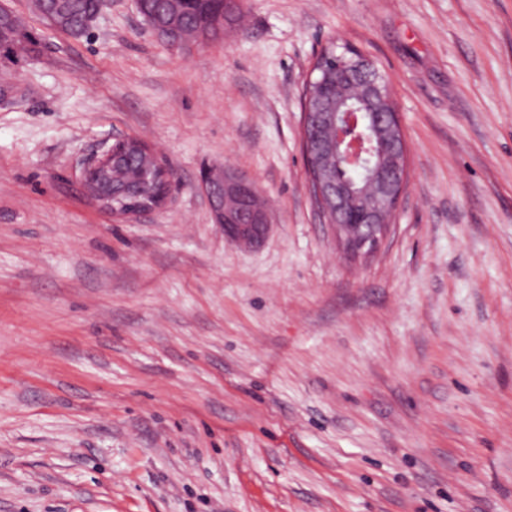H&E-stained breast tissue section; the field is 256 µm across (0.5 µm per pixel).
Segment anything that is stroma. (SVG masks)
I'll list each match as a JSON object with an SVG mask.
<instances>
[{"label":"stroma","instance_id":"obj_1","mask_svg":"<svg viewBox=\"0 0 512 512\" xmlns=\"http://www.w3.org/2000/svg\"><path fill=\"white\" fill-rule=\"evenodd\" d=\"M0 59V512H512V0H241L165 44L133 0ZM390 80L409 184L372 256L307 189L319 53ZM176 175L129 222L85 162L125 137ZM252 179L225 239L199 187ZM200 186L225 238L245 247L263 242L270 227L268 214L254 205L258 192L248 178L212 165L202 171Z\"/></svg>","mask_w":512,"mask_h":512}]
</instances>
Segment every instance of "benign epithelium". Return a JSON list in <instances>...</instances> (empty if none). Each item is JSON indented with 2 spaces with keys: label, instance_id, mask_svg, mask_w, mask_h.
<instances>
[{
  "label": "benign epithelium",
  "instance_id": "7a95c632",
  "mask_svg": "<svg viewBox=\"0 0 512 512\" xmlns=\"http://www.w3.org/2000/svg\"><path fill=\"white\" fill-rule=\"evenodd\" d=\"M159 37L172 32L175 45L207 43L206 34H185L178 26L153 27ZM309 83L324 89L332 84H356L360 89L366 115L364 142L355 138L357 113L344 108V100L323 97L309 103L302 114V143L305 154L315 163L329 167L333 163L350 166L362 177L359 185L318 176L309 179L312 198L320 213H333L330 225L343 250L351 255L375 253L390 231L389 219L401 199L409 175L408 148L402 135L396 104L388 79L378 71L371 58L356 52L346 67L323 70ZM129 139H119L101 153L91 157L83 169V182L98 207L108 213L112 209V168L118 154ZM148 157L139 163V176L131 182L135 198L149 195V172L161 165L155 150L147 148ZM166 188L160 200L151 205H138L122 217L138 218L159 209L171 193L173 174L166 172ZM200 186L208 198L214 223L224 237L245 247H256L269 231L265 210L254 205L258 192L254 184L239 174H230L222 165L202 171Z\"/></svg>",
  "mask_w": 512,
  "mask_h": 512
}]
</instances>
